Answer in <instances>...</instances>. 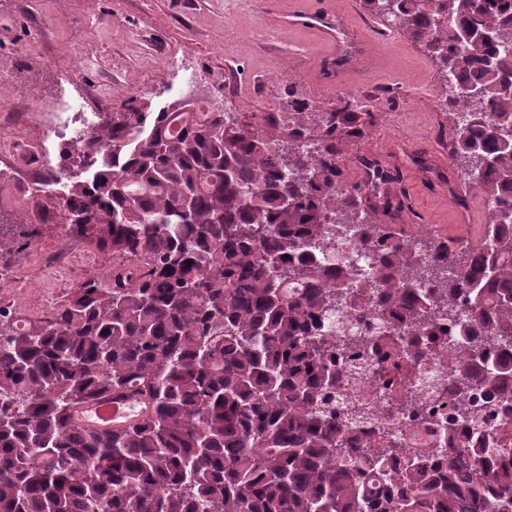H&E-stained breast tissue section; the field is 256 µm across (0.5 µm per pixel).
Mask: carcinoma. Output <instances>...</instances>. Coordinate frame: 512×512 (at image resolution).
I'll return each mask as SVG.
<instances>
[{"mask_svg":"<svg viewBox=\"0 0 512 512\" xmlns=\"http://www.w3.org/2000/svg\"><path fill=\"white\" fill-rule=\"evenodd\" d=\"M364 3L457 76L453 175L496 203L487 246L424 257L384 223L405 193L344 185L337 145L375 122L348 99L314 129L292 104L281 138L177 104L97 114L44 187L115 262L36 321L0 308V512H512L490 423L512 409V0ZM345 224L373 264L358 283ZM437 336L463 356L446 376ZM410 367L453 415L383 411L441 448L368 436L344 392Z\"/></svg>","mask_w":512,"mask_h":512,"instance_id":"obj_1","label":"carcinoma"}]
</instances>
